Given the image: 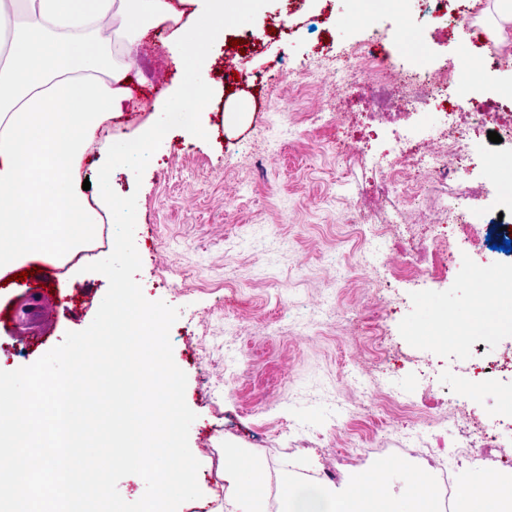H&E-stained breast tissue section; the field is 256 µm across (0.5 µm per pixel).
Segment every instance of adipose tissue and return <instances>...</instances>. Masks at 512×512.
Returning a JSON list of instances; mask_svg holds the SVG:
<instances>
[{"label":"adipose tissue","instance_id":"1","mask_svg":"<svg viewBox=\"0 0 512 512\" xmlns=\"http://www.w3.org/2000/svg\"><path fill=\"white\" fill-rule=\"evenodd\" d=\"M168 0H0V277L32 259H58L93 235L98 214L72 178L94 131L121 111L137 19L169 18ZM112 38L96 37L105 18ZM470 313L431 331L496 336L512 330V278L479 287ZM392 460L341 486L287 481L278 512H433L419 472L395 493ZM224 512H266L267 473L256 457L225 451ZM451 512H512V472L488 479L465 469Z\"/></svg>","mask_w":512,"mask_h":512}]
</instances>
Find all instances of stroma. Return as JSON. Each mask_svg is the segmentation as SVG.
<instances>
[{"instance_id":"35a3bbf8","label":"stroma","mask_w":512,"mask_h":512,"mask_svg":"<svg viewBox=\"0 0 512 512\" xmlns=\"http://www.w3.org/2000/svg\"><path fill=\"white\" fill-rule=\"evenodd\" d=\"M412 9L420 31L403 39L395 17L367 15L363 0H306L292 13L285 0H271L254 23L230 28L245 42L232 65L224 63L223 39L207 56L214 92L201 113L207 139L172 129L142 178L125 167L111 174L118 195L137 197L136 280L146 299L179 310L170 341L196 415L189 447L200 463L202 491L182 512H221L217 466L225 449L262 456L282 472L287 441L299 434L309 441L298 454L304 470L321 469L336 452L367 449L346 468L350 477L388 459L411 428L455 441L452 401L483 434L512 448V429L500 425L494 395L461 396L474 379L467 365L451 361L429 381L418 377L432 348L415 333L430 311L465 315L487 270L512 271V252L498 249L512 239V223L503 229L488 221L476 235L461 232L432 244L426 274L408 270L415 238L428 236L449 192L460 194L467 210L493 216L504 181L490 174L488 160L512 162V141L491 142L488 126H473L461 181L448 187L427 178L412 196L395 191L380 201L370 189L386 178L377 160L391 149L393 131L429 136L434 114L416 106L371 119L365 89L351 93L341 113L323 70L296 77L310 58L345 57L384 29L390 38L383 47L396 67L420 54L430 65L453 66L484 27L480 19L469 26L430 17L425 0H414ZM171 33L158 21L141 24L134 53L147 56L158 77L138 75L140 94L112 116L109 140L149 129L179 87L183 73L167 45ZM319 111L322 121L312 122ZM360 208L372 212L371 223L351 222ZM386 216L393 223L377 261L367 246ZM109 254L105 248L67 265L40 264L35 282L56 280L84 296L48 318L32 316L14 284L0 285V370L34 363L67 332L92 323L109 282L86 266ZM30 336L42 344L27 345ZM384 342L392 346V376L381 383L370 368Z\"/></svg>"}]
</instances>
